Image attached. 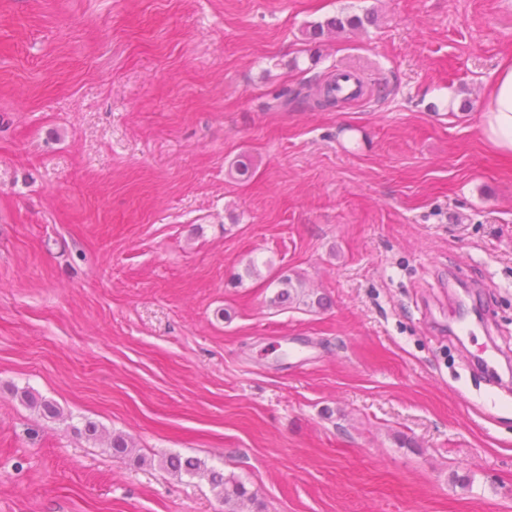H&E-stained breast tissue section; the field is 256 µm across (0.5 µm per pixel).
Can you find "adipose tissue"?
<instances>
[{
    "instance_id": "ef3b65f1",
    "label": "adipose tissue",
    "mask_w": 512,
    "mask_h": 512,
    "mask_svg": "<svg viewBox=\"0 0 512 512\" xmlns=\"http://www.w3.org/2000/svg\"><path fill=\"white\" fill-rule=\"evenodd\" d=\"M489 87L481 103L480 132L494 150L508 155L512 153V62L493 72Z\"/></svg>"
}]
</instances>
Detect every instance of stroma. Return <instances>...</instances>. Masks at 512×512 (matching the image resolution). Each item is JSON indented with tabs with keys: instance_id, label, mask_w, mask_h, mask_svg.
I'll return each instance as SVG.
<instances>
[{
	"instance_id": "stroma-1",
	"label": "stroma",
	"mask_w": 512,
	"mask_h": 512,
	"mask_svg": "<svg viewBox=\"0 0 512 512\" xmlns=\"http://www.w3.org/2000/svg\"><path fill=\"white\" fill-rule=\"evenodd\" d=\"M511 57L512 0H0V512H225L170 454L242 512H512ZM369 21L368 15L363 17L359 15H337L334 18L328 19L325 23H317L313 25V34H323L324 30L328 32H339L345 29L355 30L364 26L365 22ZM490 92L481 102L480 132L494 150L512 153V62L496 69L488 83ZM336 82L332 74L329 73L323 77L310 79L299 83L298 87L291 90L290 94L277 96L273 100L271 107L282 109L290 104H305L311 109H325L335 107L339 101L336 96ZM165 462L168 468L175 472L206 477L213 488L218 489V493L224 499V505L229 507L228 512H238L245 501L249 500L245 485L232 475L226 476L224 472L206 468L201 461L183 458L180 455H170Z\"/></svg>"
}]
</instances>
